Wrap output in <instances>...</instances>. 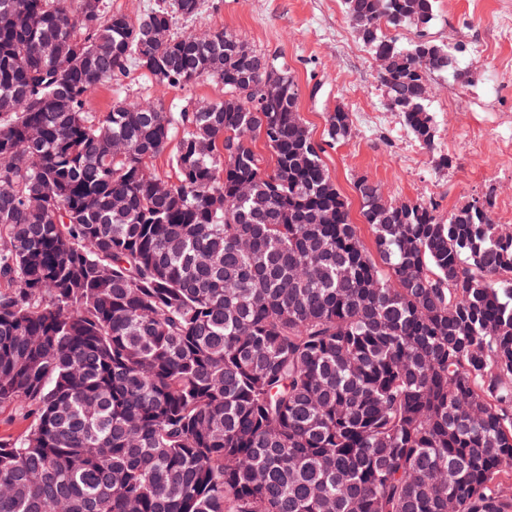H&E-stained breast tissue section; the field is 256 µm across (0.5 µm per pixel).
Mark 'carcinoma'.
<instances>
[{
    "instance_id": "obj_1",
    "label": "carcinoma",
    "mask_w": 512,
    "mask_h": 512,
    "mask_svg": "<svg viewBox=\"0 0 512 512\" xmlns=\"http://www.w3.org/2000/svg\"><path fill=\"white\" fill-rule=\"evenodd\" d=\"M437 2L344 0L427 148L431 76L469 84ZM202 5L0 0V407L27 422L0 439V512H512L492 194L444 214L361 177L352 223L323 161L349 113L315 140L286 62L173 32ZM132 67L224 98L91 111ZM270 77L282 95L242 110Z\"/></svg>"
}]
</instances>
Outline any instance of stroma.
<instances>
[{
    "instance_id": "1",
    "label": "stroma",
    "mask_w": 512,
    "mask_h": 512,
    "mask_svg": "<svg viewBox=\"0 0 512 512\" xmlns=\"http://www.w3.org/2000/svg\"><path fill=\"white\" fill-rule=\"evenodd\" d=\"M217 27L284 58L302 89L299 110L313 138L322 137L326 113H349L351 136L328 149L324 162L352 221L360 219L354 182L364 176L388 199H433L445 212L489 192L494 223L512 225V163L502 158L512 150V0H438L430 34L463 46L459 66L470 83L460 85L449 74L432 77L437 138L430 150L416 147L400 114L386 106L378 63L352 27L344 0H205L177 29L202 34ZM223 95V86L211 80L162 87L133 69L121 85L96 89L90 104L105 112L119 98L167 104ZM442 155L452 158L451 168H439Z\"/></svg>"
}]
</instances>
